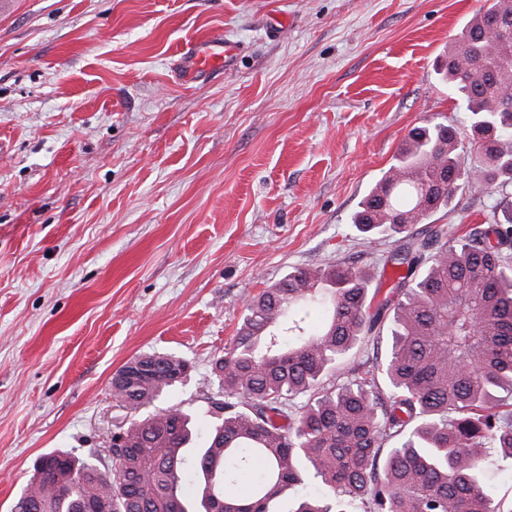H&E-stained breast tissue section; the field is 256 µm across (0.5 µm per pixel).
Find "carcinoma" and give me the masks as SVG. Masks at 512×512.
Instances as JSON below:
<instances>
[{"label":"carcinoma","instance_id":"obj_1","mask_svg":"<svg viewBox=\"0 0 512 512\" xmlns=\"http://www.w3.org/2000/svg\"><path fill=\"white\" fill-rule=\"evenodd\" d=\"M444 78L472 114L475 159L453 127H414L360 201L363 233L400 235L384 264L406 266L368 303L352 267L296 269L254 297L216 359L224 401L189 456L190 415L153 412L118 433L112 480L55 451L39 459L15 512H505L482 482L490 450L512 457V0H490L448 51ZM498 188L492 220L446 242L414 231L465 186ZM351 361L341 382H325ZM187 360L140 356L112 378L123 407L151 406L188 376Z\"/></svg>","mask_w":512,"mask_h":512}]
</instances>
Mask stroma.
Segmentation results:
<instances>
[{
	"mask_svg": "<svg viewBox=\"0 0 512 512\" xmlns=\"http://www.w3.org/2000/svg\"><path fill=\"white\" fill-rule=\"evenodd\" d=\"M487 0H0V512L55 450L112 465V377L191 364L158 408L208 423L246 304L344 263L386 293L359 201L425 119L474 149L438 70ZM221 35L230 71L187 80ZM466 187L437 224L486 223ZM237 47L232 42L221 38L206 39L189 48L184 57L186 67L194 74H201L217 69H223L237 54Z\"/></svg>",
	"mask_w": 512,
	"mask_h": 512,
	"instance_id": "stroma-1",
	"label": "stroma"
}]
</instances>
